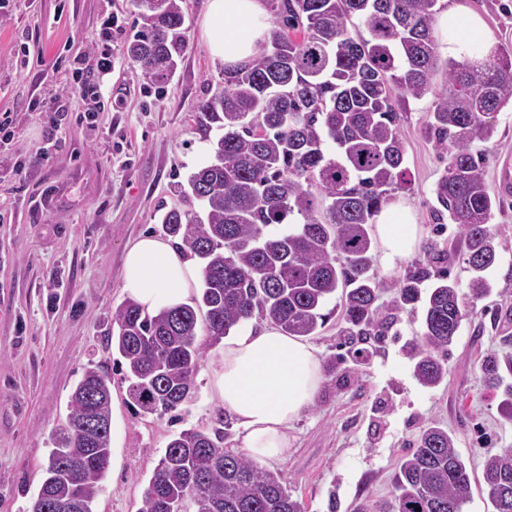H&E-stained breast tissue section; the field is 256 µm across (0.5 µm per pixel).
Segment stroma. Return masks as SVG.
Here are the masks:
<instances>
[{"label":"stroma","mask_w":512,"mask_h":512,"mask_svg":"<svg viewBox=\"0 0 512 512\" xmlns=\"http://www.w3.org/2000/svg\"><path fill=\"white\" fill-rule=\"evenodd\" d=\"M481 15L495 43L512 44V0H440ZM208 0H183L190 48L172 80L156 88L123 53L138 9L135 0H0V111L17 113L13 141L0 147V512H31L52 448L65 424L68 400L84 371L99 367L111 379L118 428L114 462L94 512H139L144 492L167 443L189 428L213 429L219 403L211 391L217 346L207 343L192 399L166 414H141L129 403L126 366L107 342L112 311L128 297L123 288L126 246L157 234L159 218L183 207L177 183L211 159L215 132L197 121L195 105L215 91L223 60L206 42ZM117 17L112 70L96 85L111 107L94 124L82 118L79 93L64 112H32V97L58 88L59 61L92 57L105 14ZM34 49L28 68L15 65L21 47ZM432 97L401 115L406 165L412 182L390 201L410 208L421 229L415 251L391 268L373 261L377 280L404 275L428 250L460 246L458 228L433 231L434 186L447 157L424 135ZM495 133L477 148L488 157L484 178L502 208L491 220L499 260L489 296L467 307L436 387L413 376L407 344L422 331L423 310L400 314L378 343L342 336L339 312L310 339L329 364L314 402L291 424L285 457L270 460L303 512H357L359 504L388 498L399 459L414 448L421 426L436 422L455 437L470 463L472 496L463 512H493L482 469L486 455L512 447V423L481 384L478 364L501 349L488 311L512 308V186L502 182L512 159V107L491 118ZM367 349L370 361L358 363ZM223 419V418H220ZM224 446L237 450L238 428L223 419Z\"/></svg>","instance_id":"1"}]
</instances>
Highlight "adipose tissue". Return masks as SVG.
<instances>
[{"mask_svg": "<svg viewBox=\"0 0 512 512\" xmlns=\"http://www.w3.org/2000/svg\"><path fill=\"white\" fill-rule=\"evenodd\" d=\"M267 30L261 0H209L204 34L210 52L225 66L247 63L257 55ZM437 32L448 54L458 59L481 60L493 46L480 15L461 6L438 18ZM419 233L408 207L385 205L376 224L381 264L392 266L412 253ZM201 276L192 259L151 234L139 236L125 251L123 286L151 314L189 303ZM221 347V365L212 384L224 410L237 422L241 448L259 464L285 456L289 424L323 384L317 349L272 325L224 337Z\"/></svg>", "mask_w": 512, "mask_h": 512, "instance_id": "ef3b65f1", "label": "adipose tissue"}]
</instances>
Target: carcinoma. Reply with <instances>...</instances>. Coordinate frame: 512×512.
Here are the masks:
<instances>
[{"instance_id": "cac0c4a2", "label": "carcinoma", "mask_w": 512, "mask_h": 512, "mask_svg": "<svg viewBox=\"0 0 512 512\" xmlns=\"http://www.w3.org/2000/svg\"><path fill=\"white\" fill-rule=\"evenodd\" d=\"M137 31L124 42L128 59L152 84L173 77L189 49L181 0H136ZM439 0H279L277 19L260 53L222 72L223 86L197 104L207 128L223 134L213 160L193 172L181 193L188 208L162 219L165 235L203 264L201 299L150 316L133 300L115 308L112 350L126 365L130 403L142 414L165 413L194 390L204 346L198 314L217 341L258 314L289 336H311L340 295L349 336L379 337L399 313L423 303V332L409 344L413 376L441 382L448 351L466 315L448 275L453 252L436 249L392 285L369 275V228L389 192L408 186L399 113L409 100L432 95L424 133L449 154L435 185L438 219L448 215L464 242L474 276L470 302L491 290L484 272L498 262L490 220L500 201L487 192L485 155L471 145L495 132L491 114L512 105V49L483 61L449 58L439 65L434 24ZM364 27L368 37L357 33ZM443 73L442 84L436 76ZM335 145V156L326 144ZM204 214L194 210L195 203ZM480 380L512 423V353L480 358ZM111 381L97 367L71 393L67 426L53 449L32 512H93L111 455ZM103 433L78 432L88 418ZM83 462L82 485L64 473ZM483 481L495 512H512V448L485 457ZM471 478L448 431L421 428L417 448L393 476L391 498L374 512H462ZM302 512L278 472L224 449V432L186 429L167 444L139 512Z\"/></svg>"}]
</instances>
